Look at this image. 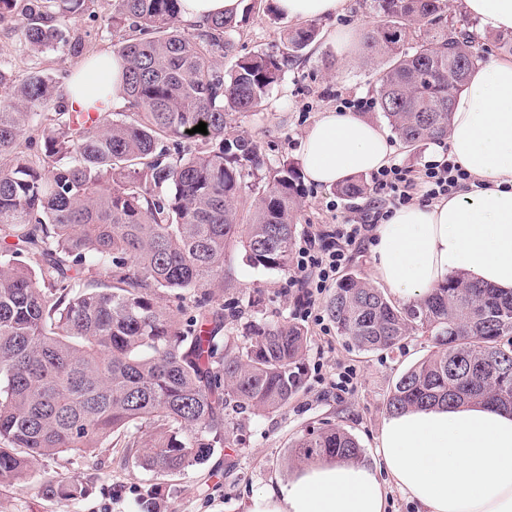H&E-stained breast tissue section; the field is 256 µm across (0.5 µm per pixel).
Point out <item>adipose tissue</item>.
Listing matches in <instances>:
<instances>
[{"instance_id":"ef3b65f1","label":"adipose tissue","mask_w":512,"mask_h":512,"mask_svg":"<svg viewBox=\"0 0 512 512\" xmlns=\"http://www.w3.org/2000/svg\"><path fill=\"white\" fill-rule=\"evenodd\" d=\"M123 68L105 52L76 69L71 107L119 101ZM303 151L308 179L330 186L387 166L393 145L378 124L332 110L309 128ZM447 154L477 187L396 209L375 232V276L406 302L458 273L512 290V60L479 67L455 97L448 139L433 159ZM377 455L374 469L303 466L253 496L246 512H387L393 487L420 512H512V413L490 405L411 409L384 421Z\"/></svg>"}]
</instances>
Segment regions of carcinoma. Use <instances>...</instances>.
<instances>
[{
	"label": "carcinoma",
	"instance_id": "carcinoma-1",
	"mask_svg": "<svg viewBox=\"0 0 512 512\" xmlns=\"http://www.w3.org/2000/svg\"><path fill=\"white\" fill-rule=\"evenodd\" d=\"M86 0H0L30 51L81 39L63 31ZM369 60L386 61L374 107L408 148L444 140L454 94L484 55L478 36L448 32V0H369ZM181 0H113L112 28L127 64L126 112H73L64 72L15 79L0 68V485L33 460L88 452L115 433L152 427L141 467L159 475L205 462L230 421L284 409L303 388L308 337L295 323L244 320L226 255L236 242L254 266L285 270L304 206L303 173L268 164L260 145L228 132L259 108L318 37L285 29L276 50L241 56L228 73L235 17L180 28ZM208 134H190L199 123ZM358 199L360 178L337 186ZM250 201L247 215L241 207ZM178 294L176 309L160 305ZM328 311L360 351L420 332L435 351L395 382L386 410L485 403L512 409V295L454 274L398 306L356 274L336 281ZM300 463L358 462L339 428L301 436ZM161 486L139 512H161ZM77 482L49 478L68 503Z\"/></svg>",
	"mask_w": 512,
	"mask_h": 512
}]
</instances>
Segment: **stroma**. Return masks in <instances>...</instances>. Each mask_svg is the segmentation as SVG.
Masks as SVG:
<instances>
[{
	"label": "stroma",
	"mask_w": 512,
	"mask_h": 512,
	"mask_svg": "<svg viewBox=\"0 0 512 512\" xmlns=\"http://www.w3.org/2000/svg\"><path fill=\"white\" fill-rule=\"evenodd\" d=\"M111 14L112 0H89L85 11L69 19V36L84 44L79 54L65 47L32 53L16 23L1 22L0 66L19 77L34 69L52 74L75 70L84 58L113 51L119 35L107 23ZM241 16L243 24L232 35L241 55L274 50L281 31L292 25L274 13L273 0H243ZM375 22L363 0H346L342 15L316 19L319 41L269 91L257 111L234 115L233 133L258 141L271 162L303 164V139L321 112L336 108L340 95L373 98L381 68L364 50L342 53L331 35L348 27L359 34ZM304 188L295 238L299 244L313 229L336 224L337 206L347 203L335 187L308 182ZM227 260L240 286L257 301L251 310L255 319L300 322L308 331L306 384L288 407L245 417L205 463L163 478L137 463L148 439L144 433L113 437L89 454L38 459L27 480L0 486V512H138L140 497L158 482L164 485V512H245L251 497L268 487L271 478L285 479L295 471L288 459L293 442L328 426L353 435L363 462L374 463L389 393L404 372L431 354V337L415 333L388 350H357L336 331L327 311L330 292L317 300L314 317L305 319L295 302L299 289L290 283L291 271L253 266L237 246ZM47 476L86 483L88 491L66 504L45 498L40 484Z\"/></svg>",
	"instance_id": "1"
}]
</instances>
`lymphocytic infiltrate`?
I'll return each instance as SVG.
<instances>
[{
    "instance_id": "lymphocytic-infiltrate-1",
    "label": "lymphocytic infiltrate",
    "mask_w": 512,
    "mask_h": 512,
    "mask_svg": "<svg viewBox=\"0 0 512 512\" xmlns=\"http://www.w3.org/2000/svg\"><path fill=\"white\" fill-rule=\"evenodd\" d=\"M471 182V175L448 157L415 171L391 164L375 172L371 186L373 200L368 208L344 216L333 229L311 233L299 248L296 272L307 296L303 316H311L315 296L327 288L351 251L371 239L386 215V205L431 204Z\"/></svg>"
}]
</instances>
